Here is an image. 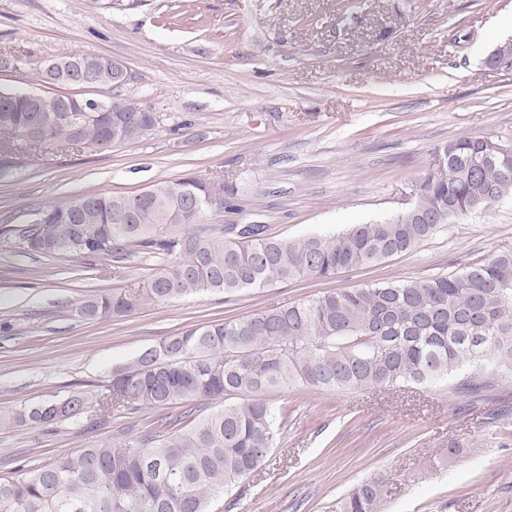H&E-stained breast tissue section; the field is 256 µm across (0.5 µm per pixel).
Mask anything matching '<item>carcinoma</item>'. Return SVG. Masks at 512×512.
I'll return each mask as SVG.
<instances>
[{"instance_id": "obj_1", "label": "carcinoma", "mask_w": 512, "mask_h": 512, "mask_svg": "<svg viewBox=\"0 0 512 512\" xmlns=\"http://www.w3.org/2000/svg\"><path fill=\"white\" fill-rule=\"evenodd\" d=\"M91 87L120 88L112 67L98 64ZM123 108L112 129L101 121L47 125L27 141L29 112L0 94V155L107 149L148 134L140 102ZM495 136H463L435 147L444 168L411 181L410 210L357 224L338 234L277 238L264 224H206L224 211V180L184 176L133 195L90 194L40 210L22 230L26 247L116 263L144 254L155 267L140 283L80 301L84 320H123L147 305L200 293L228 300L275 283L331 279L407 253L441 228L512 196V159ZM452 378L457 396L479 395L512 379V249L425 279L343 288L167 337L112 374L109 394L82 392L0 416L14 428L78 422L89 411L136 413L196 398L214 410L189 408L158 421L134 440L104 443L0 477V512H211L212 500L266 463L287 416L257 397L302 386L318 392L397 390ZM381 482L365 479L336 501L334 512H378Z\"/></svg>"}]
</instances>
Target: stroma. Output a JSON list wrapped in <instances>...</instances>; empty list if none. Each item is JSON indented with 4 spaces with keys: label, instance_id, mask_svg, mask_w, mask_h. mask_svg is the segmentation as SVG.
<instances>
[{
    "label": "stroma",
    "instance_id": "35a3bbf8",
    "mask_svg": "<svg viewBox=\"0 0 512 512\" xmlns=\"http://www.w3.org/2000/svg\"><path fill=\"white\" fill-rule=\"evenodd\" d=\"M512 0H0V88L40 89L44 60L77 51L122 61V89L159 116L109 150L43 152L0 173V413L81 391L183 329L340 288L460 272L512 248V198L445 225L415 250L310 280L148 305L113 322L79 319L81 299L143 280L153 259L114 263L25 251L19 234L51 203L126 194L184 174L224 178L239 212L210 224H263L296 240L389 217L435 146L462 136L512 145V71L484 59L512 37ZM288 419L279 447L238 500L212 512H331L359 481H382V512H512V380L460 411L439 383L408 392L266 393ZM160 409L103 423L0 427V475L106 440L131 438ZM463 452L449 458L448 445Z\"/></svg>",
    "mask_w": 512,
    "mask_h": 512
}]
</instances>
